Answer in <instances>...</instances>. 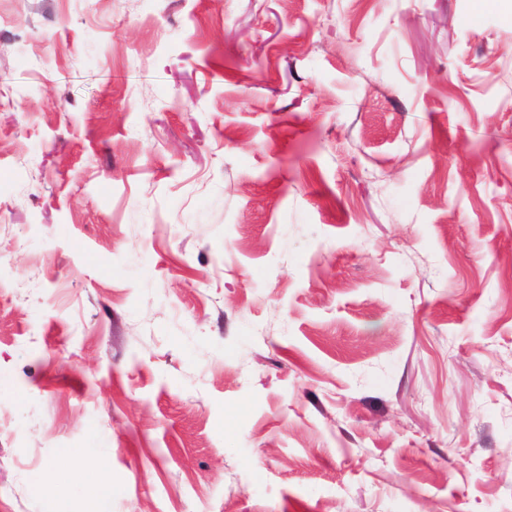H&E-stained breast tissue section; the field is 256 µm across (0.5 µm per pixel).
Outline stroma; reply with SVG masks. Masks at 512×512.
<instances>
[{
	"mask_svg": "<svg viewBox=\"0 0 512 512\" xmlns=\"http://www.w3.org/2000/svg\"><path fill=\"white\" fill-rule=\"evenodd\" d=\"M512 0H0V512H512ZM70 475L80 482L90 485L98 493H102L107 482L104 479V467L101 458H96L87 452L76 449L71 452Z\"/></svg>",
	"mask_w": 512,
	"mask_h": 512,
	"instance_id": "stroma-1",
	"label": "stroma"
}]
</instances>
